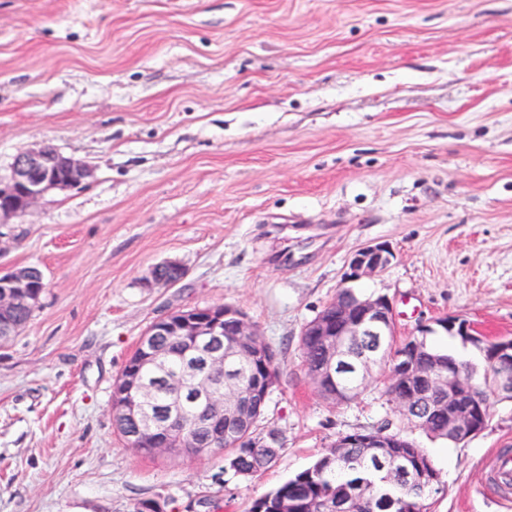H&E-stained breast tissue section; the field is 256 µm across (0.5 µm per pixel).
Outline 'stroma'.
<instances>
[{
    "mask_svg": "<svg viewBox=\"0 0 512 512\" xmlns=\"http://www.w3.org/2000/svg\"><path fill=\"white\" fill-rule=\"evenodd\" d=\"M44 144L94 175L0 221V269L47 285L0 344V512H248L392 419L378 385L320 397L300 348L361 247L395 252L357 286L393 299L401 337L449 315L512 337V0H0V177ZM168 260L185 278L145 287ZM214 305L279 350L258 429L282 449L251 478L112 422L140 336ZM416 440L432 512H512L482 493L512 401L468 442Z\"/></svg>",
    "mask_w": 512,
    "mask_h": 512,
    "instance_id": "obj_1",
    "label": "stroma"
}]
</instances>
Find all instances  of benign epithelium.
I'll return each mask as SVG.
<instances>
[{"label": "benign epithelium", "mask_w": 512, "mask_h": 512, "mask_svg": "<svg viewBox=\"0 0 512 512\" xmlns=\"http://www.w3.org/2000/svg\"><path fill=\"white\" fill-rule=\"evenodd\" d=\"M92 175L90 168L52 146L22 151L15 157L9 177L0 180V219L22 216L48 193L79 186ZM393 258L394 251L387 243L362 247L350 257L345 280L354 282L379 273ZM184 276L185 269L181 265L165 262L152 269L151 282L174 285ZM44 290V282L35 280L27 267L0 273V341L16 335L25 326L19 319L20 310L36 306ZM227 318L236 321V335H252L246 318L231 307L218 305L172 312L154 321L141 336L134 361L123 368L114 387L112 417L123 423L131 439L130 447L170 452L178 444L191 449L194 456H203L224 444V418L238 421L246 418L245 402L214 385L215 376L224 370V352L238 356L235 346L224 347V320ZM438 326L443 332L463 336L467 341H483L473 333L469 323L456 316L442 319ZM170 334L187 337V352L196 358L184 370L164 380L166 386L179 394H191L199 404L198 413L188 424L180 420L177 401L164 411L153 408V386L142 376L144 366L160 361L155 338ZM304 335L317 336L322 343L324 361L314 368L319 379L334 381L338 372L350 368L361 380L373 379L385 370L377 352L389 348L392 336L396 335L394 305L385 295H371L352 306L342 305L334 316L320 314L306 325ZM351 336L375 337L374 351L351 359L346 350ZM400 348L402 353L397 356L393 378L398 386L397 403L404 406L418 402L423 393L414 386L417 367L413 357L419 350L418 343L407 340ZM489 359L499 370V395L504 399L512 397V338L499 339L489 346ZM430 387L439 393L438 405L448 408V439L465 443L485 431V404L473 391L462 386L459 367L448 366V371L430 379ZM204 431L210 432L211 438L203 441L197 434ZM336 447L381 449L376 460L382 482L389 483L396 466L406 462L409 443L402 436L369 431L343 436ZM437 482L439 474L430 466L420 467L413 477V485L424 489L423 498L427 500L434 497L430 488L436 487Z\"/></svg>", "instance_id": "1"}]
</instances>
